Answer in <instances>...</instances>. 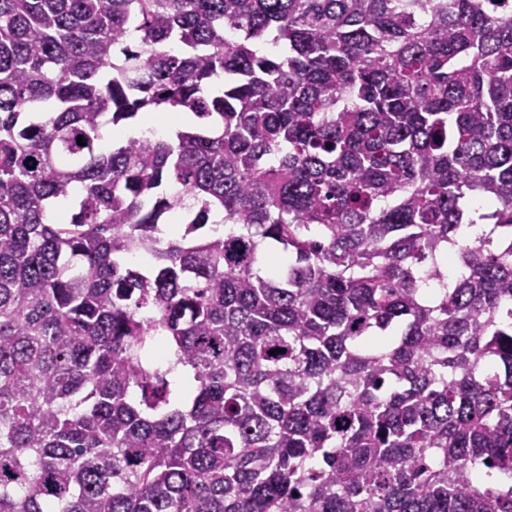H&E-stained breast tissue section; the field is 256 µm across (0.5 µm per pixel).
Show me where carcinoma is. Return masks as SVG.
<instances>
[{
    "instance_id": "obj_1",
    "label": "carcinoma",
    "mask_w": 512,
    "mask_h": 512,
    "mask_svg": "<svg viewBox=\"0 0 512 512\" xmlns=\"http://www.w3.org/2000/svg\"><path fill=\"white\" fill-rule=\"evenodd\" d=\"M0 512H512V6L0 0Z\"/></svg>"
}]
</instances>
